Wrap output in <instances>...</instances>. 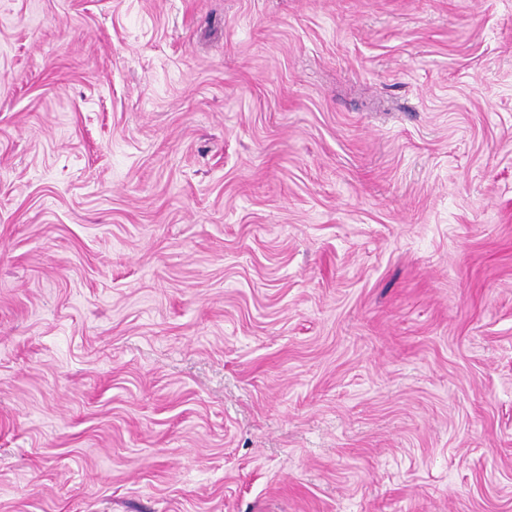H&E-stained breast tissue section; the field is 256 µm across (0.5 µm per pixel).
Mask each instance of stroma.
<instances>
[{"instance_id":"1","label":"stroma","mask_w":512,"mask_h":512,"mask_svg":"<svg viewBox=\"0 0 512 512\" xmlns=\"http://www.w3.org/2000/svg\"><path fill=\"white\" fill-rule=\"evenodd\" d=\"M0 512H512V0H0Z\"/></svg>"}]
</instances>
